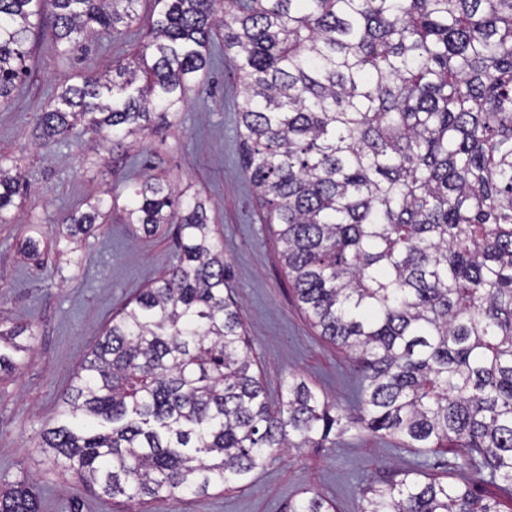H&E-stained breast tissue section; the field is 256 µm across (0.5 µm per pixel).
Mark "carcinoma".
Masks as SVG:
<instances>
[{"label": "carcinoma", "mask_w": 512, "mask_h": 512, "mask_svg": "<svg viewBox=\"0 0 512 512\" xmlns=\"http://www.w3.org/2000/svg\"><path fill=\"white\" fill-rule=\"evenodd\" d=\"M140 0H0V104L30 36L63 51L119 35ZM153 37L112 73L58 82L40 137L77 127L124 141L175 116L211 56L241 79L243 167L277 225L313 327L359 368L342 407L297 377L268 396L206 201L148 177L122 208L151 235L174 225L177 263L106 326L41 433L46 460L97 496L149 501L231 488L276 452L352 428L450 454L495 488L413 471L367 484L362 512H502L512 503V0H156ZM223 31L219 46L211 43ZM29 193L0 158V221ZM112 194L63 215L72 239ZM0 330V373L24 362ZM313 494L288 512H330ZM0 512H42L16 481Z\"/></svg>", "instance_id": "1"}]
</instances>
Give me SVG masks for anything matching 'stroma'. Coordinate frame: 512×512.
<instances>
[{"instance_id":"stroma-1","label":"stroma","mask_w":512,"mask_h":512,"mask_svg":"<svg viewBox=\"0 0 512 512\" xmlns=\"http://www.w3.org/2000/svg\"><path fill=\"white\" fill-rule=\"evenodd\" d=\"M154 9V0H140L126 35L87 36L65 54L33 34L26 74L11 103L0 105V155L17 161L33 191L0 223V328H26L22 340L33 348L15 374L0 378V485L28 481L43 512H288L308 492L322 495L332 512H361L362 486L396 468L415 469L421 452L352 430L322 448L277 454L241 488L141 504L78 494L38 446L100 328L174 259L172 234L137 235L121 219L129 187L149 175L205 199L224 244L228 286L243 307L252 355L271 394L283 392L295 374L345 404L359 380L356 366L309 324L293 296L274 227L241 165L243 95L224 59L209 62L168 126L135 144L95 150L71 138L42 146L34 115L53 103L58 78L77 83L126 61L147 41ZM106 191L115 206L104 222L76 240L58 239L57 218ZM29 237L48 246L40 262L20 253Z\"/></svg>"}]
</instances>
